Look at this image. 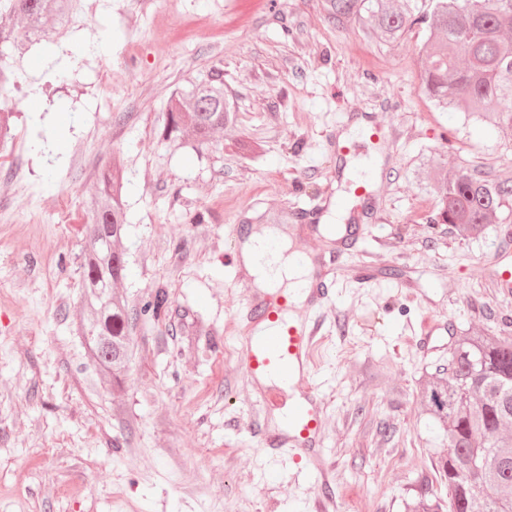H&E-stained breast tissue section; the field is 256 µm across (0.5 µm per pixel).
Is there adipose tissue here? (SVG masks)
I'll return each instance as SVG.
<instances>
[{
	"instance_id": "1",
	"label": "adipose tissue",
	"mask_w": 512,
	"mask_h": 512,
	"mask_svg": "<svg viewBox=\"0 0 512 512\" xmlns=\"http://www.w3.org/2000/svg\"><path fill=\"white\" fill-rule=\"evenodd\" d=\"M287 236L277 227L253 233L242 245L240 260L257 288L284 289L293 307H302L311 285L312 266L290 252Z\"/></svg>"
}]
</instances>
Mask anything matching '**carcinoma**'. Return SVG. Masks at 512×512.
I'll return each instance as SVG.
<instances>
[{"label": "carcinoma", "mask_w": 512, "mask_h": 512, "mask_svg": "<svg viewBox=\"0 0 512 512\" xmlns=\"http://www.w3.org/2000/svg\"><path fill=\"white\" fill-rule=\"evenodd\" d=\"M427 15L397 8L392 0H330L336 19L364 9L371 34L394 42L415 25H426L422 82L439 106L462 107L473 120L512 127V43L500 34L512 29V0H433ZM81 0H0V60L18 49L24 38L62 26L81 10ZM236 120L234 103L219 79H207L176 90L169 102L161 136L177 142L189 136L200 150L214 132ZM124 169L114 162L98 181L86 204L91 214L86 231L82 280L86 308L92 315L82 328L99 382L121 386L129 370L133 318L112 294L127 277ZM512 201V183L490 182L461 170L445 179L437 218L463 235H479L504 203ZM168 293L155 291L147 309L160 318ZM450 371H438L421 383L424 414L448 438V452L438 461L448 500L426 492L407 512H512V443L496 438L512 425V338L481 331L466 332L448 351ZM482 456L480 475L468 464ZM478 482L496 488L492 497L475 491Z\"/></svg>", "instance_id": "carcinoma-1"}]
</instances>
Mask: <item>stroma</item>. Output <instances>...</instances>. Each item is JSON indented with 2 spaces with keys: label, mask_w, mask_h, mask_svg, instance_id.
<instances>
[{
  "label": "stroma",
  "mask_w": 512,
  "mask_h": 512,
  "mask_svg": "<svg viewBox=\"0 0 512 512\" xmlns=\"http://www.w3.org/2000/svg\"><path fill=\"white\" fill-rule=\"evenodd\" d=\"M49 43L6 63L18 82L0 165V512H405L445 495L448 450L420 383L455 336H512V215L476 237L433 223L443 171L512 182V127L438 107L420 73L428 32L387 43L367 13L335 21L330 0H95ZM214 72L237 119L195 152L160 137L171 94ZM350 177L336 142L353 118ZM248 142L259 151H245ZM125 167L128 276L137 319L121 389L95 382L78 325L86 197ZM344 200L346 245L299 209ZM202 223H192L194 214ZM288 229L314 265L340 268L311 371L324 403L328 480L261 445L279 428L239 360L250 277L227 264L235 229ZM382 272L362 283L355 265ZM166 316L142 315L157 289ZM438 324L429 347L423 321Z\"/></svg>",
  "instance_id": "1"
}]
</instances>
